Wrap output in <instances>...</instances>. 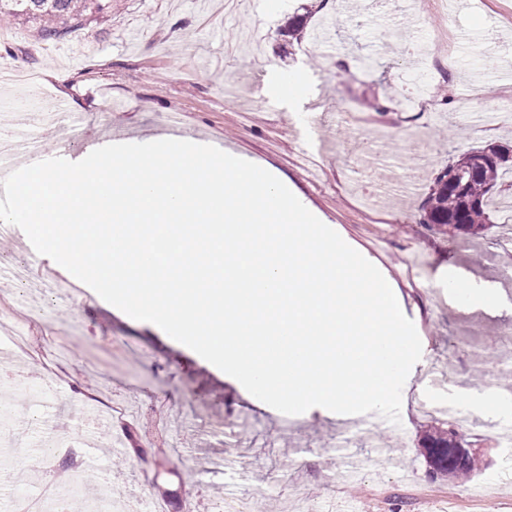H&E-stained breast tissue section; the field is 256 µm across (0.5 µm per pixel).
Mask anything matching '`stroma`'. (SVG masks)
Segmentation results:
<instances>
[{
  "mask_svg": "<svg viewBox=\"0 0 512 512\" xmlns=\"http://www.w3.org/2000/svg\"><path fill=\"white\" fill-rule=\"evenodd\" d=\"M225 0H112L107 20L75 27L45 43L35 28L0 26V125L30 120L48 97L64 98L86 117L73 160L122 139L144 143L179 114L198 143L225 139L245 160L273 169L322 222L336 225L392 281L405 314L429 350V363L402 392L401 424L343 428L319 409L297 422L277 410L243 412V397L218 368L91 295L70 306L37 288L38 257L17 232L7 258L20 295L0 299L28 339L16 361L0 349V375L23 376L39 394L15 406L25 438H0V512L36 494L15 481L21 456L41 460L49 444L84 454L60 495L81 490L87 512H172L164 496L179 491L181 512L244 498L256 512L266 498L280 512L322 502L327 512H512V400L481 412L458 398L474 390L498 398L497 358L512 348V304L496 316L449 308L435 286L438 266L491 278L512 294V214L493 209L487 239L449 238L419 224L435 170L449 157L490 143L512 145V112L496 111L512 95V0H449L430 21L422 0H344L329 13L320 0H241L227 17ZM309 13L307 34L278 33L287 15ZM453 33V64L430 80L422 45ZM367 55L375 69L361 67ZM302 70L305 97L283 98L278 74ZM477 83L474 111H461L460 84ZM428 84L439 111L403 112L402 100ZM387 106L378 115L373 101ZM321 114L315 137L296 127L302 112ZM484 468L467 481H432L420 439L457 413ZM143 447L162 446L164 461L139 459L123 431ZM312 454L314 466L297 465ZM223 460L221 469L208 466Z\"/></svg>",
  "mask_w": 512,
  "mask_h": 512,
  "instance_id": "obj_1",
  "label": "stroma"
}]
</instances>
